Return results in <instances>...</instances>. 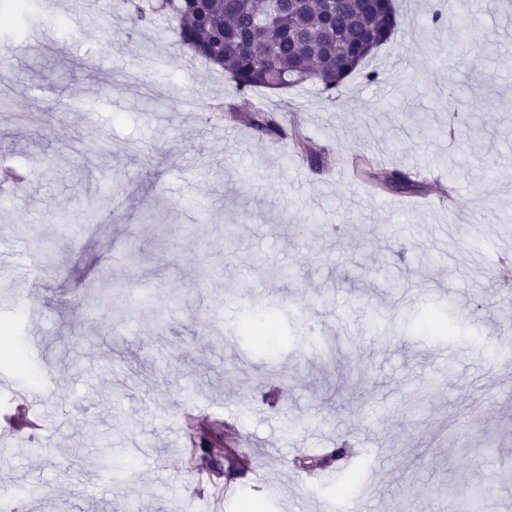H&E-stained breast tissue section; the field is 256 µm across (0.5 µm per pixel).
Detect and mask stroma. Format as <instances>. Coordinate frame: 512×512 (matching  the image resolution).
<instances>
[{"label": "stroma", "instance_id": "obj_1", "mask_svg": "<svg viewBox=\"0 0 512 512\" xmlns=\"http://www.w3.org/2000/svg\"><path fill=\"white\" fill-rule=\"evenodd\" d=\"M434 2L397 0L407 27L365 63L381 82L351 75L333 102L311 84L240 95L166 17L131 31L119 0H35L0 30V52L51 30L0 80V154L30 174L0 207V323L38 341L42 377L0 372V418L15 421L0 498L17 512H333L342 491L358 512H449L439 486L479 481L490 512H512V308L486 278L512 266V73L439 59L460 9L447 0L436 25ZM470 35L512 57V0H486ZM466 80L479 157L446 107ZM260 110L294 119L321 166L249 126ZM355 156L421 172L422 194L375 189ZM445 311L455 335L431 323ZM267 315L265 347L230 336ZM212 434L245 470L193 457ZM333 439L363 446L332 480L296 468Z\"/></svg>", "mask_w": 512, "mask_h": 512}]
</instances>
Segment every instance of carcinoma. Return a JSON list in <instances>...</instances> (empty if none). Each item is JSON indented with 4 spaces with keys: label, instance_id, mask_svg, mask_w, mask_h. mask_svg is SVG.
<instances>
[{
    "label": "carcinoma",
    "instance_id": "carcinoma-1",
    "mask_svg": "<svg viewBox=\"0 0 512 512\" xmlns=\"http://www.w3.org/2000/svg\"><path fill=\"white\" fill-rule=\"evenodd\" d=\"M122 4L131 21L141 26L152 22L153 13L166 14L176 22L178 41L192 58L224 69V78L243 95L310 82L334 101L344 81L403 26L394 0H338L339 9L331 14L322 0H288L278 11L269 0H157L149 12L141 0ZM249 123L262 134L291 140L297 148L305 141L299 129L285 131L266 111L251 115ZM356 171L385 190L422 193L423 182L403 170L377 172L362 159ZM197 451L218 466L223 461L233 466L232 451L214 438L201 437ZM345 455V448H337L301 467L322 470L324 461Z\"/></svg>",
    "mask_w": 512,
    "mask_h": 512
}]
</instances>
